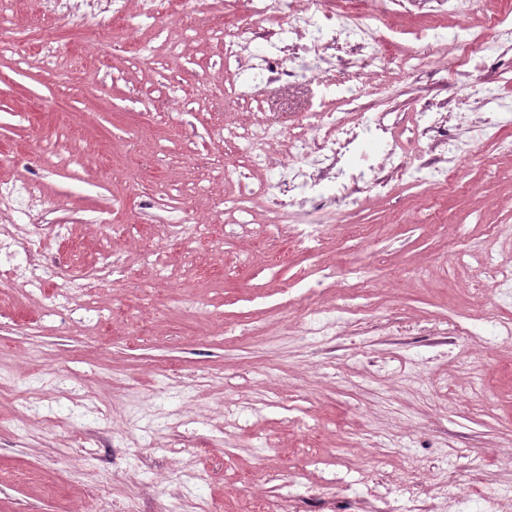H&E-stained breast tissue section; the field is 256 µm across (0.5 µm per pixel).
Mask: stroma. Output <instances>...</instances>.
I'll use <instances>...</instances> for the list:
<instances>
[{
  "mask_svg": "<svg viewBox=\"0 0 512 512\" xmlns=\"http://www.w3.org/2000/svg\"><path fill=\"white\" fill-rule=\"evenodd\" d=\"M391 10L394 39L432 24L419 0H360ZM126 24L98 16L107 40L72 31L40 0H12L0 27V180L35 185L54 207L29 224L0 204L15 244L0 257L17 283L0 288V512H76L111 487L140 512L177 503L201 512H257L291 497L297 512H469L483 480L512 498V346L492 330L451 333L473 301L512 319V296L477 292L470 254L512 267V156L474 140L451 188L401 167L387 188L362 184L324 211L302 203L307 226L274 224L272 196L247 214L225 195L275 183L288 161V115L313 87L303 67L325 60L283 51L250 0H183ZM250 28L240 63L225 67L222 29ZM63 48L46 63L34 36ZM281 79L241 98L254 64ZM368 109L394 113L410 154L431 157L415 134L420 98L448 97L434 66L401 79L374 69ZM266 124L269 161L255 168L225 125ZM195 222L202 235L159 241L158 224ZM112 285L83 281L79 304L59 306L68 270L99 251ZM346 325L305 332L302 305ZM485 366L482 405L432 391L441 367L462 371L460 349Z\"/></svg>",
  "mask_w": 512,
  "mask_h": 512,
  "instance_id": "1",
  "label": "stroma"
}]
</instances>
